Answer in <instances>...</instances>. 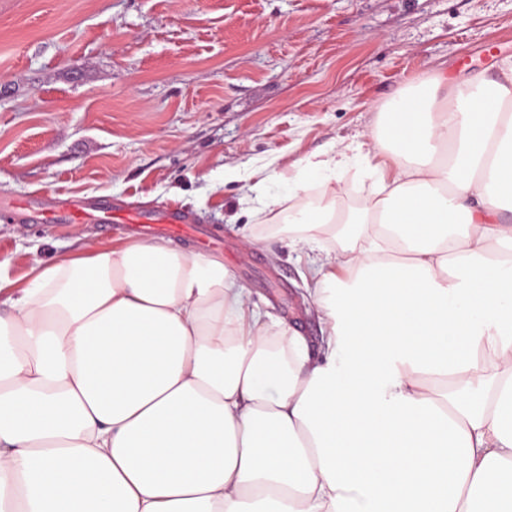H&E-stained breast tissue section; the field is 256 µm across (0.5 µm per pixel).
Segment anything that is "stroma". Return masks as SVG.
I'll return each instance as SVG.
<instances>
[{"label":"stroma","instance_id":"obj_1","mask_svg":"<svg viewBox=\"0 0 512 512\" xmlns=\"http://www.w3.org/2000/svg\"><path fill=\"white\" fill-rule=\"evenodd\" d=\"M507 60L512 0H0V261L22 285L35 258L127 238L43 224L42 204L66 197L176 211L195 231L174 245L223 255L321 352L303 261L265 215L264 248L244 247L225 168L364 142L407 82L497 79Z\"/></svg>","mask_w":512,"mask_h":512}]
</instances>
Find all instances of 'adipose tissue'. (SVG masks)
<instances>
[{"label": "adipose tissue", "instance_id": "obj_1", "mask_svg": "<svg viewBox=\"0 0 512 512\" xmlns=\"http://www.w3.org/2000/svg\"><path fill=\"white\" fill-rule=\"evenodd\" d=\"M509 95L512 62L415 81L365 150L244 176L321 355L163 237L0 274V512H512ZM345 183L348 187V195L345 196L341 208L348 209L359 204L361 197L365 196L371 189L369 180H362L358 176L357 167L350 169L345 175Z\"/></svg>", "mask_w": 512, "mask_h": 512}]
</instances>
